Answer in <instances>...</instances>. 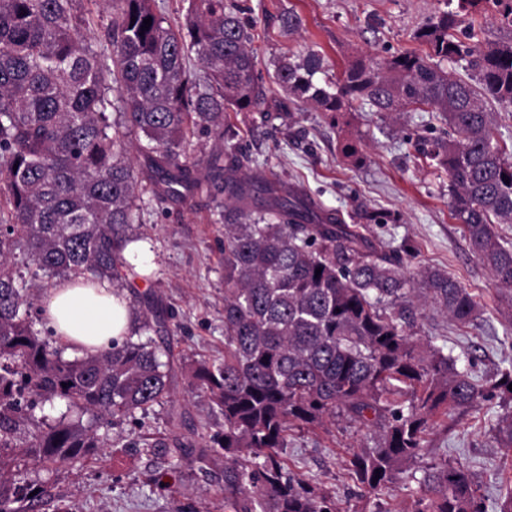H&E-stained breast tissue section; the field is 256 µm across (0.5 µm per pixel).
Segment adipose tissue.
<instances>
[{
  "label": "adipose tissue",
  "mask_w": 512,
  "mask_h": 512,
  "mask_svg": "<svg viewBox=\"0 0 512 512\" xmlns=\"http://www.w3.org/2000/svg\"><path fill=\"white\" fill-rule=\"evenodd\" d=\"M44 320L68 351L96 354L122 340L131 325L128 304L109 281H73L50 288L41 301Z\"/></svg>",
  "instance_id": "adipose-tissue-1"
}]
</instances>
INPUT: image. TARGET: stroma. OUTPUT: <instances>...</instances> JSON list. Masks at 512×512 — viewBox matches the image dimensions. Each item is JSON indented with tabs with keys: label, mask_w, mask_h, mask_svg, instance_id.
Returning a JSON list of instances; mask_svg holds the SVG:
<instances>
[{
	"label": "stroma",
	"mask_w": 512,
	"mask_h": 512,
	"mask_svg": "<svg viewBox=\"0 0 512 512\" xmlns=\"http://www.w3.org/2000/svg\"><path fill=\"white\" fill-rule=\"evenodd\" d=\"M256 19L251 46L265 78L262 112L230 113L225 148L233 150L244 172L274 176L286 186L360 224L362 212L389 215L385 224H360L385 249L412 246L413 265L439 269L475 295L477 317L460 325L433 304L415 310L413 331L442 347L471 369L478 380L494 379L512 366V294L495 288L489 269L474 253L448 206V178L437 175L415 149L417 140L447 136L448 127L431 113L397 115L350 112L330 127L323 113L285 103L272 82L275 62L288 54L318 51L325 75L341 77L358 59H384L414 48L412 33L446 10V0H237ZM298 13L302 29L288 34L279 17ZM153 275L163 306L176 313L171 343L184 363L171 382V402L135 419L100 428L101 455L69 462L50 475L36 512L77 503L81 512H226L224 464L200 470L198 451L113 446L112 440L141 436L188 437L224 426L208 397L194 386L193 369L224 359V228L217 209L194 195L176 203H149L143 217ZM503 412L498 400L438 419L426 437L425 461L448 457L467 470L492 512L501 486L512 483V450L498 447L492 427ZM367 428L345 419L328 430L294 433L283 454L292 471L318 478L346 512H408L411 492L396 485L368 494L344 470L350 450L363 444Z\"/></svg>",
	"instance_id": "stroma-1"
}]
</instances>
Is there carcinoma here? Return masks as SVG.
<instances>
[{
    "mask_svg": "<svg viewBox=\"0 0 512 512\" xmlns=\"http://www.w3.org/2000/svg\"><path fill=\"white\" fill-rule=\"evenodd\" d=\"M112 6L103 38L83 0H0V512H33L31 474L89 457L97 429L171 399L176 356L159 296L126 254L140 239L144 196L159 203L206 193L224 208V362L195 378L224 416L196 444L142 438L130 446L201 448L224 459V505L232 512H342L318 480L288 471L292 431L338 418L374 429L352 449L349 477L379 493L422 465L412 512H485L470 474L441 458L423 462L425 435L440 416L497 397L493 426L512 449V369L481 383L411 332L409 311L430 301L466 325L475 297L438 269H411L405 248L382 250L334 211L289 192L276 177L224 174L222 154L194 153L199 129L224 139L229 112L265 103L250 23L235 0H187L173 26L156 0ZM490 3L512 24V0ZM151 18L149 29L143 21ZM459 14L429 18L406 50L356 60L323 82L322 59H279L273 78L287 99L323 112L381 114L421 109L451 130L423 144L448 175L449 207L493 284L512 291V146L491 134L488 99L512 102V41L478 47L461 39ZM469 58L474 82L435 59ZM196 59L200 72L190 70ZM34 266L61 283L83 277L129 289L131 331L112 349L67 359L30 320L35 293L20 274ZM321 275H315L316 269ZM56 399L67 412L50 420ZM95 426L83 423V417Z\"/></svg>",
    "mask_w": 512,
    "mask_h": 512,
    "instance_id": "1",
    "label": "carcinoma"
}]
</instances>
